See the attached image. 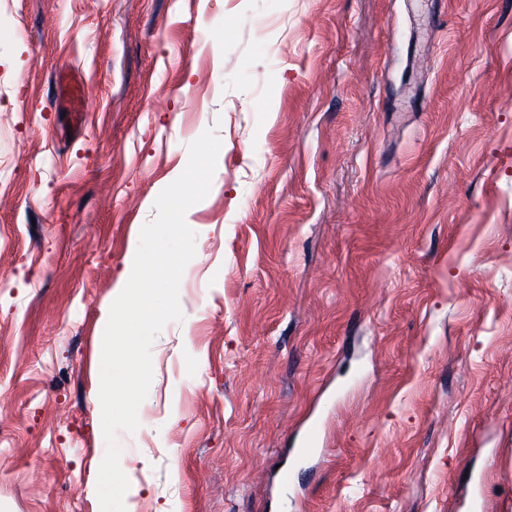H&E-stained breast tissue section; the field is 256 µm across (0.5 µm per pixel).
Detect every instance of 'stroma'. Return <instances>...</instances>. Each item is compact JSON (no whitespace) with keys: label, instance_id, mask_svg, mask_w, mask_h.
Instances as JSON below:
<instances>
[{"label":"stroma","instance_id":"35a3bbf8","mask_svg":"<svg viewBox=\"0 0 512 512\" xmlns=\"http://www.w3.org/2000/svg\"><path fill=\"white\" fill-rule=\"evenodd\" d=\"M208 129L126 512H512V0H0V512H101L109 310Z\"/></svg>","mask_w":512,"mask_h":512}]
</instances>
